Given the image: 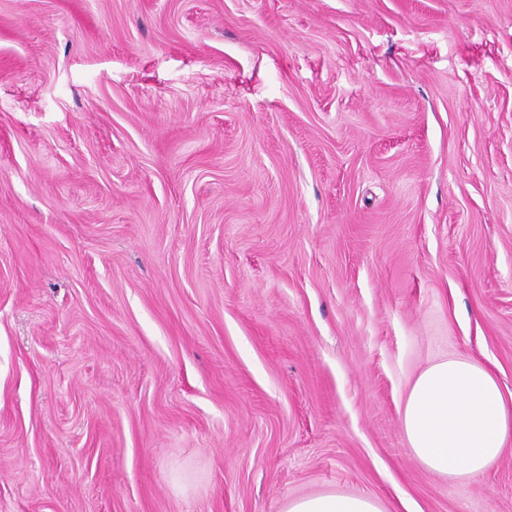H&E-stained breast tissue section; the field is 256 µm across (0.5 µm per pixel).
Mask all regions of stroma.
Wrapping results in <instances>:
<instances>
[{
	"label": "stroma",
	"mask_w": 512,
	"mask_h": 512,
	"mask_svg": "<svg viewBox=\"0 0 512 512\" xmlns=\"http://www.w3.org/2000/svg\"><path fill=\"white\" fill-rule=\"evenodd\" d=\"M442 358L512 400V0H0V512H512ZM399 416L416 462L448 481L484 473L512 440V407L494 373L470 358L440 359L421 371ZM286 512H385L369 495H343L336 492L310 495L288 503Z\"/></svg>",
	"instance_id": "1"
}]
</instances>
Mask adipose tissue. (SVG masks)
<instances>
[{"label": "adipose tissue", "instance_id": "ef3b65f1", "mask_svg": "<svg viewBox=\"0 0 512 512\" xmlns=\"http://www.w3.org/2000/svg\"><path fill=\"white\" fill-rule=\"evenodd\" d=\"M408 448L425 470L451 481L491 468L512 442V406L494 373L470 358L441 359L414 380L401 406ZM286 512H384L369 495L333 492L291 501Z\"/></svg>", "mask_w": 512, "mask_h": 512}]
</instances>
